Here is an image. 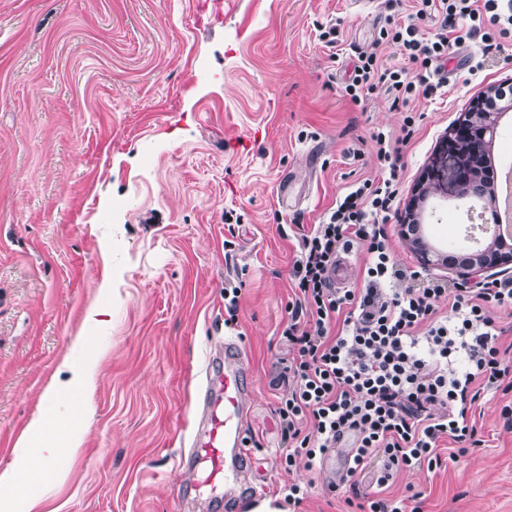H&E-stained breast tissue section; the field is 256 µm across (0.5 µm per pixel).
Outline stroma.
<instances>
[{"label":"stroma","mask_w":512,"mask_h":512,"mask_svg":"<svg viewBox=\"0 0 512 512\" xmlns=\"http://www.w3.org/2000/svg\"><path fill=\"white\" fill-rule=\"evenodd\" d=\"M414 0H0V468L63 360L100 362L91 415L55 414L84 432L67 476L39 477L48 512H211L186 466L201 417L206 356L237 336L251 364L245 424L251 479L299 512H346L317 470L281 465L269 381L292 291L297 224L319 223L356 181L378 177L370 130L400 135L403 192L449 127L489 87L512 84V46L469 74L448 61L443 96L394 108L378 91L344 92L385 15L408 22ZM337 30L324 47L318 25ZM360 148L353 157L352 148ZM431 243L455 236L457 201L431 197ZM241 283L224 325V283ZM102 305V323L84 317ZM85 345L73 349L77 334ZM512 390L484 397L482 443L435 472H400L391 488L423 492V512H512Z\"/></svg>","instance_id":"obj_1"}]
</instances>
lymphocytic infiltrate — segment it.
Returning <instances> with one entry per match:
<instances>
[{
    "mask_svg": "<svg viewBox=\"0 0 512 512\" xmlns=\"http://www.w3.org/2000/svg\"><path fill=\"white\" fill-rule=\"evenodd\" d=\"M417 16L438 18L424 37L387 22L376 49L362 51L345 87L353 104L378 89L409 102L440 95L450 54L474 40L501 50L512 39V0H416ZM403 66H384L378 47ZM382 175L354 184L322 223L301 233L292 296L281 335L288 346L271 380L286 466L315 468L352 440L341 485L356 512H421L418 495L388 489L401 471L434 472L477 446L475 406L512 377V344L500 342L498 313L512 311V278L451 288L397 265L385 229L397 210L401 155L391 134L372 133ZM367 255L361 287L331 280L341 254ZM453 445L441 454L440 444ZM370 476L362 488V476Z\"/></svg>",
    "mask_w": 512,
    "mask_h": 512,
    "instance_id": "lymphocytic-infiltrate-1",
    "label": "lymphocytic infiltrate"
}]
</instances>
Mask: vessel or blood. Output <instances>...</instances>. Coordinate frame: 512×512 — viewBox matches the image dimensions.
Wrapping results in <instances>:
<instances>
[{
  "label": "vessel or blood",
  "instance_id": "obj_1",
  "mask_svg": "<svg viewBox=\"0 0 512 512\" xmlns=\"http://www.w3.org/2000/svg\"><path fill=\"white\" fill-rule=\"evenodd\" d=\"M251 373L236 338L228 337L220 352L208 358L202 386V429L190 444L191 462L202 464L197 487L209 488L225 501L257 497L259 489L246 483L244 474L253 463L246 445L244 421L248 410L244 396L251 391Z\"/></svg>",
  "mask_w": 512,
  "mask_h": 512
}]
</instances>
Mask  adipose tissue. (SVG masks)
Instances as JSON below:
<instances>
[{
    "mask_svg": "<svg viewBox=\"0 0 512 512\" xmlns=\"http://www.w3.org/2000/svg\"><path fill=\"white\" fill-rule=\"evenodd\" d=\"M96 362L87 361L69 369V376L52 381L43 398L57 401L69 396H90L94 390ZM83 438L71 433L68 420L49 421L44 413L35 414L14 446L9 467L0 470V512H16L15 500L26 504L25 512H35L41 499L27 485L28 477L56 469L59 462L75 454Z\"/></svg>",
    "mask_w": 512,
    "mask_h": 512,
    "instance_id": "ef3b65f1",
    "label": "adipose tissue"
}]
</instances>
